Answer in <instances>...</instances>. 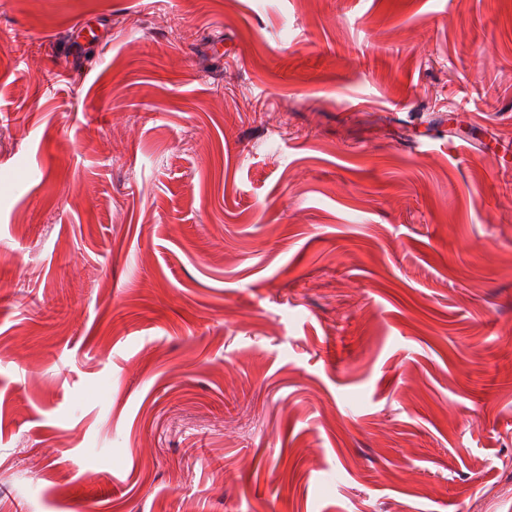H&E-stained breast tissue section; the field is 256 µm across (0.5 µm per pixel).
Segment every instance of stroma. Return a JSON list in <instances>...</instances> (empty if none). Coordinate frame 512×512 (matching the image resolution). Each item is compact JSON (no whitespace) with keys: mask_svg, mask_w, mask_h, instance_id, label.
<instances>
[{"mask_svg":"<svg viewBox=\"0 0 512 512\" xmlns=\"http://www.w3.org/2000/svg\"><path fill=\"white\" fill-rule=\"evenodd\" d=\"M0 512H512V0H0Z\"/></svg>","mask_w":512,"mask_h":512,"instance_id":"stroma-1","label":"stroma"}]
</instances>
